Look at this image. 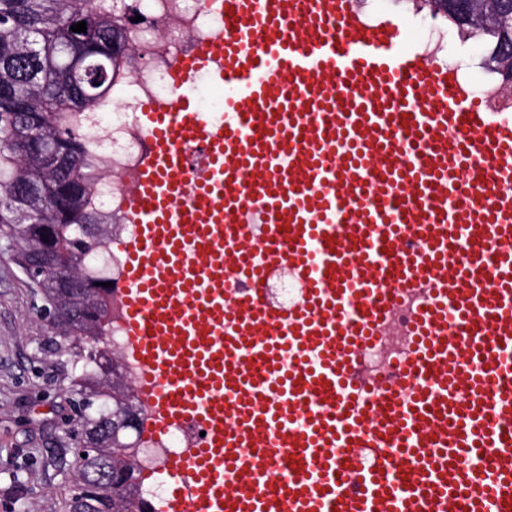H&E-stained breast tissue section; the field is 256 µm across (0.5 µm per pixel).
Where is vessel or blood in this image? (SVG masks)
<instances>
[{
  "label": "vessel or blood",
  "instance_id": "obj_1",
  "mask_svg": "<svg viewBox=\"0 0 512 512\" xmlns=\"http://www.w3.org/2000/svg\"><path fill=\"white\" fill-rule=\"evenodd\" d=\"M213 4L225 33L140 109L115 289L142 433L186 438L156 512H512V109L355 0ZM281 267L306 290L287 312L263 286ZM401 284L423 298L411 396L357 360ZM193 87L201 109L216 117L220 116L224 109V90L216 88L211 79L203 78H196Z\"/></svg>",
  "mask_w": 512,
  "mask_h": 512
}]
</instances>
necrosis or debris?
<instances>
[{"instance_id":"4bbe7bcc","label":"necrosis or debris","mask_w":512,"mask_h":512,"mask_svg":"<svg viewBox=\"0 0 512 512\" xmlns=\"http://www.w3.org/2000/svg\"><path fill=\"white\" fill-rule=\"evenodd\" d=\"M140 16L135 27L140 37L131 57L117 72L111 99L101 101L91 112L72 116L69 126L85 145L95 172L88 207L105 215L107 230L90 257L94 274L106 282H118L123 268L121 253L113 250L118 241L130 239L135 227L126 220L130 205L128 183L135 177L147 147L146 133L137 111L149 102L166 103L174 98L171 67L178 54L224 29V18L197 0H135ZM405 353L398 330L387 340L366 344L361 356L372 375L390 381L394 359Z\"/></svg>"}]
</instances>
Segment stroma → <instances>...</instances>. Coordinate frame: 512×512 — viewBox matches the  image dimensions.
<instances>
[{
    "instance_id": "obj_1",
    "label": "stroma",
    "mask_w": 512,
    "mask_h": 512,
    "mask_svg": "<svg viewBox=\"0 0 512 512\" xmlns=\"http://www.w3.org/2000/svg\"><path fill=\"white\" fill-rule=\"evenodd\" d=\"M16 250L0 236V512H62L75 473L59 428L70 412L69 380H46L58 360L53 333Z\"/></svg>"
}]
</instances>
